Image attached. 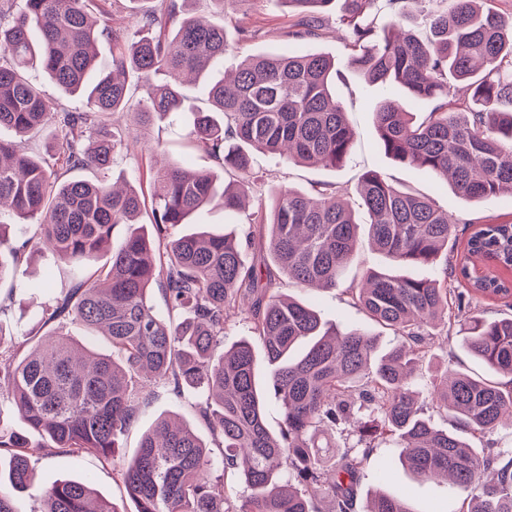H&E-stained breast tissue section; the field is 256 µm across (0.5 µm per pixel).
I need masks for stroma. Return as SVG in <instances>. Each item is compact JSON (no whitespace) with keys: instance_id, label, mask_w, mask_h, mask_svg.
Wrapping results in <instances>:
<instances>
[{"instance_id":"35a3bbf8","label":"stroma","mask_w":512,"mask_h":512,"mask_svg":"<svg viewBox=\"0 0 512 512\" xmlns=\"http://www.w3.org/2000/svg\"><path fill=\"white\" fill-rule=\"evenodd\" d=\"M240 20L246 21L251 34L247 39L238 42L233 53L225 56L223 67L214 69V77H222L224 70L234 69L248 56L260 53L280 52L296 46L305 52L327 54L343 70L341 77L336 78L333 84V94L343 106L346 118L355 131L350 157L344 165L335 169L286 165L271 156L261 158L259 164L265 186L282 184L310 193L319 184L334 183L346 188L345 200L354 208L359 204L355 187L361 175L378 169L393 181L430 196L438 206L453 212L459 220L457 229L460 237H467L472 232L474 223L484 220L512 224L511 197L465 203L451 189L440 186L430 171L398 163L384 155L373 112L383 95L388 94L401 100L405 94L396 86L384 89L368 85L346 70L345 64L351 50L342 38L336 18L331 17L324 21L323 33L319 38L300 42L288 35L293 22L291 15L285 7L275 5L273 0H230L224 7L227 29H234L236 22ZM123 124L132 128L133 135L112 167L111 180L129 183L142 192L148 191V170L156 163L147 148L151 141L160 142L167 156L184 160L193 169L214 173L220 170L213 158L190 146L183 136L178 135L176 126L161 121L145 133L139 134L134 130L136 121L133 116H126ZM384 263L385 260L380 254L365 246L347 269L339 287L301 288L287 281L283 283L281 291L284 295L310 305L327 323L340 327L356 325L378 335L380 347L385 348L394 341L391 331L350 306L345 292L346 285L359 278L367 268H377ZM95 266V261L91 260L85 267L78 269L40 248L31 256L22 258L15 273L0 281V353H13L20 341L33 336L42 325L43 296L38 284L45 271H52L53 291L58 294L65 291L75 280L86 276L89 269ZM448 364L456 370L486 378L503 387L512 383L507 377L490 370L468 353L464 347V335L457 327L451 329L447 336L434 337L432 348L423 361L421 383H429L433 377L442 374ZM193 402L191 391L187 390L178 395L163 385L152 387L148 403L142 407L137 420L121 438L118 450L120 458L130 459L138 449L143 434L158 417L164 415L189 422L202 439H209V430L196 416ZM27 453L36 470L38 487L44 488L56 481L76 476L89 481L101 497L123 502L126 512H132L134 504L123 499L124 493L116 466L100 462L92 456L69 455L36 436L32 437ZM384 459L389 462L390 472L385 480L378 482L373 479L372 474ZM377 489L405 497L415 512H459L462 506L461 496L446 481L421 480L411 476L400 465L398 452L389 442H378L367 459L364 476L358 486V496L366 498L369 492Z\"/></svg>"}]
</instances>
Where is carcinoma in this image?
<instances>
[{
    "label": "carcinoma",
    "instance_id": "cac0c4a2",
    "mask_svg": "<svg viewBox=\"0 0 512 512\" xmlns=\"http://www.w3.org/2000/svg\"><path fill=\"white\" fill-rule=\"evenodd\" d=\"M338 1L350 68L369 84H398L407 100L433 104L417 119L398 100L379 102L384 154L429 170L464 202L512 197V14L486 11L482 0H390L394 20L380 30L367 20L375 0H277L294 11L296 40L318 36L319 19ZM91 2L0 0V128L16 135L0 139V211L38 219L43 243L76 266L125 226L108 263L46 309L44 324L55 327L23 356L0 355V404L9 403L27 430L0 417V451L10 456L0 512H18L14 493L34 484L27 434L113 463L152 383L200 393L196 413L222 453L212 459L190 426L158 418L117 470L136 512H412L401 497L377 491L357 510V485L380 437L397 441L416 477H448L466 512H512V448L476 452L426 419L415 397L431 340L461 321L468 352L512 377V315L472 314L480 299L512 297V224L478 225L448 259L441 253L457 237L448 212L379 170L356 186L361 222L338 187L312 198L279 185L262 198L260 154L332 168L349 158L354 131L332 94L336 61L296 50L253 55L232 76L204 84L202 108L178 76L198 81L224 61L234 49L224 26L188 11L186 0H131L136 24L109 30ZM103 36L112 41L107 63L97 59ZM35 67L86 104L70 108L47 96L29 75ZM457 82L472 90L462 104L453 100ZM124 113L145 128L183 119L189 142L232 181L221 188L213 173L177 159L151 170L153 232H145L140 193L105 176L124 147ZM49 123L54 157L47 160L28 136ZM78 167L102 177L70 178ZM217 196L226 212L256 199L241 231H178ZM3 226L0 219V279L24 252ZM365 241L388 266L366 269L348 291L353 306L399 337L384 352L364 328L328 325L278 293L284 278L338 287ZM417 264L436 266L434 277L394 273ZM154 285L177 320L150 305ZM237 320L262 345L270 367L263 386L249 340L216 355ZM67 323L106 336L112 354L79 346L64 332ZM428 389L437 408L471 433L512 420V388L447 368ZM269 395L281 411L276 433L266 420ZM214 469L221 474L212 479ZM239 482L249 497H238ZM94 495L87 481L62 480L43 490L41 512H126Z\"/></svg>",
    "mask_w": 512,
    "mask_h": 512
}]
</instances>
